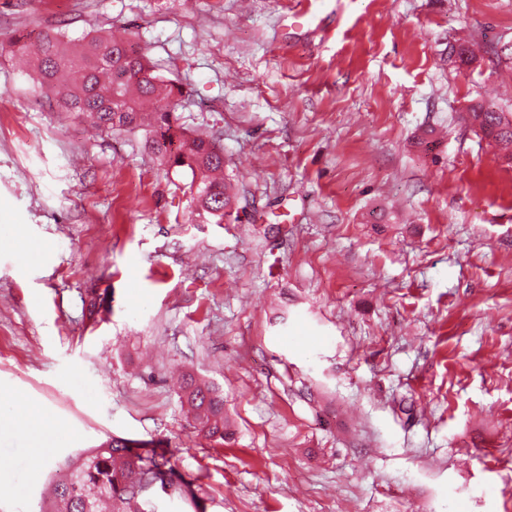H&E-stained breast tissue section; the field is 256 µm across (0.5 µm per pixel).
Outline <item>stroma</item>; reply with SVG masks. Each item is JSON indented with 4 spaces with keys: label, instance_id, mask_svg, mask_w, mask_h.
I'll list each match as a JSON object with an SVG mask.
<instances>
[{
    "label": "stroma",
    "instance_id": "1",
    "mask_svg": "<svg viewBox=\"0 0 512 512\" xmlns=\"http://www.w3.org/2000/svg\"><path fill=\"white\" fill-rule=\"evenodd\" d=\"M52 30L125 33L182 87L223 223L143 131L40 95L9 43ZM473 102L512 113V0H0V390L59 432L43 459L0 426V512L111 438L196 488L151 512H512V166ZM179 399L182 405H187L197 432L217 444H224V399L211 386L198 382L192 375H188L181 387Z\"/></svg>",
    "mask_w": 512,
    "mask_h": 512
}]
</instances>
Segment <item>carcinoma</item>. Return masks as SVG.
I'll list each match as a JSON object with an SVG mask.
<instances>
[{
    "mask_svg": "<svg viewBox=\"0 0 512 512\" xmlns=\"http://www.w3.org/2000/svg\"><path fill=\"white\" fill-rule=\"evenodd\" d=\"M11 53L33 61L40 93L57 99L67 114H93L102 132L144 130L153 154L172 167L190 170L189 191L196 206L224 222L231 194L224 183L223 150L214 139L194 136L177 123L182 89L157 74L131 41L102 31L75 38L47 32L34 42L16 38ZM468 118L490 141L512 144V115L472 105ZM179 399L198 433L224 443V399L211 386L190 375ZM67 467L66 477L55 482L49 507L39 512H101L105 503L112 512H145V496L155 488L198 501L192 484L176 475L164 448L111 438L79 453Z\"/></svg>",
    "mask_w": 512,
    "mask_h": 512,
    "instance_id": "carcinoma-1",
    "label": "carcinoma"
}]
</instances>
